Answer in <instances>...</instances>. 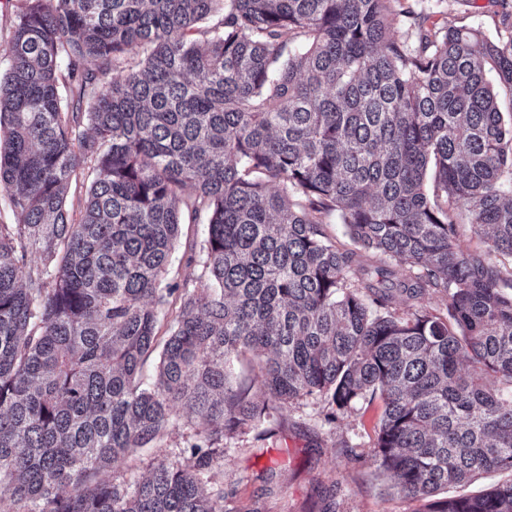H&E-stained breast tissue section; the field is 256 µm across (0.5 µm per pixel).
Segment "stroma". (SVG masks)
<instances>
[{
	"instance_id": "obj_1",
	"label": "stroma",
	"mask_w": 512,
	"mask_h": 512,
	"mask_svg": "<svg viewBox=\"0 0 512 512\" xmlns=\"http://www.w3.org/2000/svg\"><path fill=\"white\" fill-rule=\"evenodd\" d=\"M414 5L428 14L432 25H467L490 37L496 34L501 10L498 0L472 5L467 0H415ZM206 235L205 216L185 223L168 282L199 274V267L188 265L185 250ZM325 406V399H308L274 413L268 422L271 433L261 441L252 429L225 437L224 471L215 481L234 505H254L261 512H312L318 503L330 505L333 512H422L423 501L402 498L366 459L383 416V400L358 404L332 423L324 418ZM176 414L161 448L145 452L140 460L114 464L105 480L133 482L158 455L178 461L180 449L194 439L195 419L181 408ZM269 471L275 474L270 483L264 480Z\"/></svg>"
}]
</instances>
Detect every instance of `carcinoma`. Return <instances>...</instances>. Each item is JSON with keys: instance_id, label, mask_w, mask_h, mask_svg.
<instances>
[{"instance_id": "carcinoma-1", "label": "carcinoma", "mask_w": 512, "mask_h": 512, "mask_svg": "<svg viewBox=\"0 0 512 512\" xmlns=\"http://www.w3.org/2000/svg\"><path fill=\"white\" fill-rule=\"evenodd\" d=\"M427 21L401 0H16L1 499L260 512L224 509V435L309 397L331 422L379 396L368 456L398 493L422 512H512V482L437 497L512 473V391L484 380L512 387V267L491 258H512V13L494 40ZM202 211L200 274L171 285L181 225ZM331 216L353 247L328 237ZM462 224L486 250L460 244ZM248 353L261 403L231 381ZM179 406L198 438L181 461L99 479L159 447ZM82 170L77 171V176L72 179L69 187L67 203L75 219L79 218V210L81 209L87 186V180L85 179L84 172ZM509 472L496 471L480 475L471 484L461 488H451L443 492L439 497L474 495L486 491L495 486L504 484L511 480Z\"/></svg>"}]
</instances>
